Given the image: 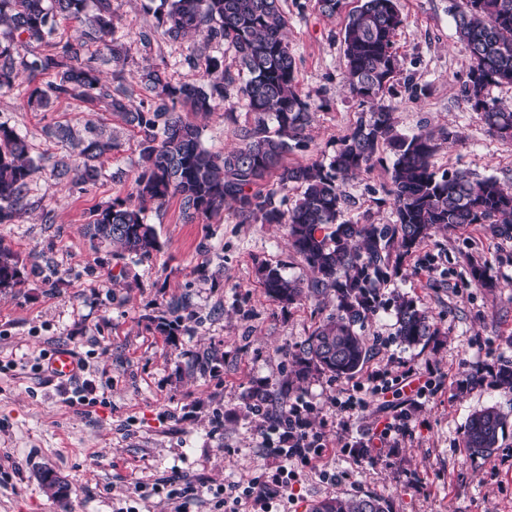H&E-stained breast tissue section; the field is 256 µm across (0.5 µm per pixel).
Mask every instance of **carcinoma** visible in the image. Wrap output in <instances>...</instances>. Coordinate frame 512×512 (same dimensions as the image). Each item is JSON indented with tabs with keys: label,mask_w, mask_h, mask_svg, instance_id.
I'll list each match as a JSON object with an SVG mask.
<instances>
[{
	"label": "carcinoma",
	"mask_w": 512,
	"mask_h": 512,
	"mask_svg": "<svg viewBox=\"0 0 512 512\" xmlns=\"http://www.w3.org/2000/svg\"><path fill=\"white\" fill-rule=\"evenodd\" d=\"M61 18L79 26L77 38L58 36ZM453 18L469 66L463 96L490 132L512 139V110L485 94L491 85L512 84V0H465ZM403 23L397 0H360L349 13L342 35L346 82L371 111L342 138L326 165L287 161L288 153L305 146L311 113L297 87L281 0H162L156 13V29L170 40L202 33L207 41L226 42L235 51L245 75L240 91L253 123L241 129L240 145L222 155L202 146L200 127L185 120L177 105L203 117L214 112L224 101L223 63L209 59L206 79L198 85L175 84L166 68L146 67L140 74L146 99L131 105L123 86L127 52L115 36L112 0H0V90L22 77L29 86L28 106L35 110H47L60 99L103 103L135 133L140 155L136 200H117L93 211L86 234L95 247L118 244L141 260L151 259L159 245L154 227L145 222L146 205L172 197L190 221L228 207L244 223L286 225L289 242L312 278L304 284L279 266H263L259 274L266 294L287 305L326 294L334 300L332 312L292 354L295 380L288 384L314 375L350 377L369 355L365 322L388 304L401 344L416 346L437 334L435 323L412 299L382 298L380 289L401 259L437 231L472 224L494 238L512 240V189L495 177L465 170L437 174L433 135L396 133L393 113L378 104L400 72L394 37ZM48 135L70 151V160L53 164L57 182L85 186L98 181L103 159L114 148L112 132L58 124ZM383 146L394 155L395 221L341 220L342 182L371 169ZM37 169L25 138L0 123V224L30 209V182ZM272 175L281 190L301 188L293 207L280 209L275 192L260 189ZM29 274L36 268H26L17 253L0 244V289L23 284ZM469 274L478 288L497 287L484 264L470 263ZM465 382L511 392L512 360L489 374L475 368ZM505 425L495 406L471 414L463 447L473 455L492 456ZM311 512H390V506L372 495L336 497L316 502Z\"/></svg>",
	"instance_id": "1"
}]
</instances>
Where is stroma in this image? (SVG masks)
I'll return each mask as SVG.
<instances>
[{"label": "stroma", "mask_w": 512, "mask_h": 512, "mask_svg": "<svg viewBox=\"0 0 512 512\" xmlns=\"http://www.w3.org/2000/svg\"><path fill=\"white\" fill-rule=\"evenodd\" d=\"M159 0H112L116 33L128 49L124 85L131 101L144 99L139 72L165 67L173 82L199 83L208 58L224 63V101L201 120V143L221 154L239 143L253 121L240 87L239 63L228 45L202 35L171 41L156 35ZM462 0H399L405 24L395 38L400 73L383 98L396 129L432 132L437 171L466 170L512 185V140L488 133L462 96L468 62L453 14ZM297 63L300 93L312 122L306 146L292 164L328 162L341 139L369 107L348 91L341 32L345 14H320L314 0H281ZM153 32L144 43V32ZM26 83L0 92V123L25 136L40 169L30 183L32 207L0 224V244L38 274L0 292V512H169V489L195 487L190 512H224L228 484L271 476L286 468L288 489L275 512H310L320 500L372 494L392 512H512V394L487 386L461 389L475 367L493 370L512 359V241L490 238L480 225L438 232L398 266L385 288L402 293L434 318L438 334L408 348L396 337L392 309L379 310L363 334L370 348L352 378L315 377L298 395L310 430L326 449L315 467L271 454L265 441L272 416L288 403L281 385L291 351L332 310L329 298L290 306L269 297L263 265L282 266L307 281L308 268L282 224L241 222L233 209L187 222L178 199L148 206L158 252L148 261L112 246L92 247L84 227L93 210L135 192L139 149L121 117L105 105L61 100L45 111L26 105ZM103 123L118 146L94 186L57 183L54 160L64 156L48 137L58 124ZM457 133L447 141L445 132ZM380 149L374 166L343 185V220L386 224L395 218L390 170ZM486 263L499 286L476 288L469 259ZM180 309H173V302ZM171 331L163 332L159 323ZM87 361L85 403H70L60 380L43 366L57 350ZM415 369L430 383L417 401L386 393L365 409L346 408L352 391L382 371L399 381ZM263 387L262 413L248 409L247 391ZM498 406L509 421L491 458L462 446L475 411ZM402 409L401 429L389 447L363 450L376 426ZM52 470L66 487L57 495L40 479ZM151 487L148 499L135 482Z\"/></svg>", "instance_id": "35a3bbf8"}]
</instances>
